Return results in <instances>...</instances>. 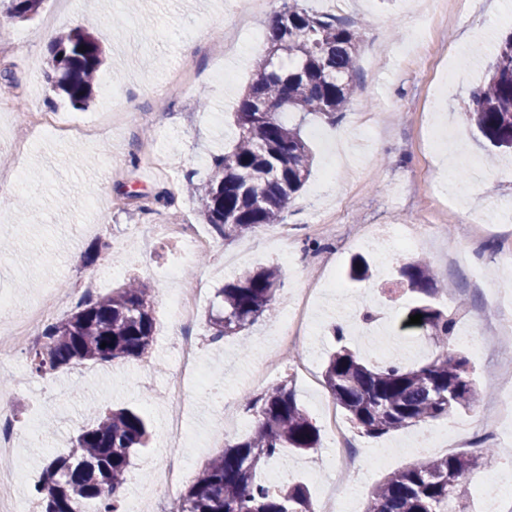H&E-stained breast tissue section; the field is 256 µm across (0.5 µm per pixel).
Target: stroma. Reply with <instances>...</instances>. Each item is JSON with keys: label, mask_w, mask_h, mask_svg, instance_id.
I'll use <instances>...</instances> for the list:
<instances>
[{"label": "stroma", "mask_w": 512, "mask_h": 512, "mask_svg": "<svg viewBox=\"0 0 512 512\" xmlns=\"http://www.w3.org/2000/svg\"><path fill=\"white\" fill-rule=\"evenodd\" d=\"M282 3L267 0L265 11L256 15L251 0H138L134 7L128 0H45L29 21L8 18L0 5V30L26 40L25 50L0 57V82L12 81L17 102L10 127L20 125L21 113L36 107L58 110L62 122L77 124L92 123L100 113L115 109L151 112L182 65L197 74L187 90L170 100L163 119L137 123L111 138L73 144L40 134L17 156L10 133L0 134V294L9 295L21 312L46 289L83 287L87 276L112 258L124 268L112 287L137 278L152 288L155 298V370L148 386L139 383L137 361L118 360L37 375L26 388H7L22 436L5 465L30 477L18 491L19 500L31 495L44 455L57 443L73 446L78 430L90 424L98 409L128 408L145 417L148 442L137 450L125 485L152 482L168 410L164 392L176 373L164 274L178 262L179 247L151 228L177 218L200 223L190 186L206 179L213 156L232 146V114L253 79L255 59L266 52L264 40L254 39L253 33L266 29ZM337 16L365 29L357 92L336 122L321 115L306 117L303 133L314 163L303 188L288 203L284 226L225 243L223 253L200 257L177 282L192 288L202 275L210 277L194 323L203 338L199 361L205 382L189 391L178 453L198 470L225 441L247 433L238 414H223L212 391H223L237 402L254 393L247 366L260 337L278 323L294 289L316 285L333 273L342 278L336 290L311 300L304 348L313 354V379L293 376L292 353L280 355V379L291 382L301 406L320 420V399L328 391L319 378L335 347L337 312L350 319L345 343L352 350L364 353L398 344L389 324L400 319L414 296L401 288L397 271L411 258L424 256L446 284L437 306L458 318L457 335L448 348L469 358L470 376L484 400L475 410L454 411L432 422V429L445 433L444 442L434 448L420 447L417 426L379 438L353 430L359 466L335 482L348 485L351 512H364L371 490L389 472L427 457L475 450L474 440L462 430L479 424L498 431V439L488 445L500 447L501 454L471 474L469 507L470 512H490V489L512 485V425L499 422L496 385L503 363H512V333L484 328L478 337L484 347L480 354L460 334L498 308L512 318V304L496 305L498 290H512V264L498 260L501 252L512 249V218L477 221L489 205L512 201V154L501 152L488 162L490 146L463 111L497 44L512 31V0H472L438 28L410 0H341ZM88 19L96 22L105 60L92 101L78 109L51 92L45 73L53 38ZM229 37L236 49L214 56L212 44ZM187 41L194 49L184 56L179 47ZM151 146L172 152L167 171L158 173L144 164ZM116 152L121 160L110 163ZM368 224H414L423 237L393 254L385 239L361 241ZM241 251L246 257L237 271L275 263L283 286L272 309L254 326L214 342L207 316L218 303L224 278L209 271L224 255ZM356 255L364 256L373 270L360 283L343 278ZM366 306L378 310L368 329L358 321ZM330 456L326 441L310 454L287 449L261 472L278 486L307 485L317 506L326 491L324 468Z\"/></svg>", "instance_id": "stroma-1"}]
</instances>
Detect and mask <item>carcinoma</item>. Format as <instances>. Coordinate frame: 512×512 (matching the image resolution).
I'll use <instances>...</instances> for the list:
<instances>
[{
	"mask_svg": "<svg viewBox=\"0 0 512 512\" xmlns=\"http://www.w3.org/2000/svg\"><path fill=\"white\" fill-rule=\"evenodd\" d=\"M44 0H7L6 14L17 20L36 15ZM267 53L256 63L255 79L234 112L236 142L214 159V174L193 193L200 216L224 240L282 223L286 205L311 174L313 154L290 112L320 114L336 121L356 93L362 28L333 14H319L285 0L269 22ZM52 91L82 108L93 94L103 62V46L93 27L58 34L50 45ZM481 136L497 149H512V32L499 42L483 84L470 91L464 112ZM370 267L354 257L348 276L369 277ZM407 289L420 295L406 311L405 329L421 330L435 346L428 363L407 368L399 361L370 363L347 347L332 352L323 371L324 385L351 423L372 437L429 424L457 409L474 410L481 401L470 377L469 360L448 351L456 319L438 308L440 292L431 264L414 258L400 266ZM282 288L275 266L247 270L218 291L222 308L209 315L212 339L253 326L276 301ZM151 289L130 279L111 293L82 301L69 316L43 331V343L30 362L39 374L85 363L140 358L154 340ZM422 315V323L408 324ZM106 347H101V344ZM252 430L227 443L199 472L179 504V512H314L302 484L269 487L257 471L290 448L300 453L320 447V428L298 403L287 383L244 398ZM148 427L126 409L95 415L82 429L75 448L43 459L36 495L41 512H114L125 483L131 454L145 445ZM492 456L456 453L411 464L386 475L371 491L365 512H468L469 476Z\"/></svg>",
	"mask_w": 512,
	"mask_h": 512,
	"instance_id": "obj_1",
	"label": "carcinoma"
}]
</instances>
